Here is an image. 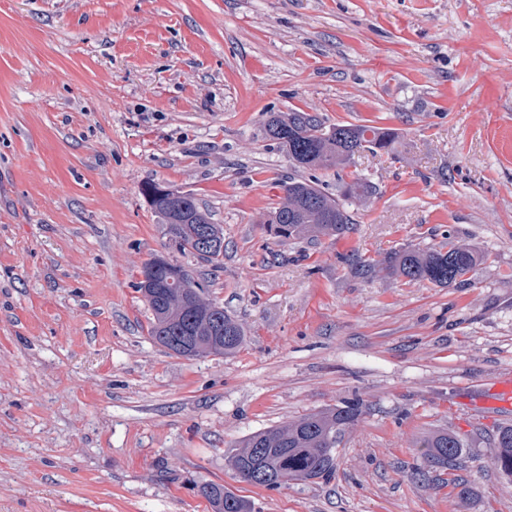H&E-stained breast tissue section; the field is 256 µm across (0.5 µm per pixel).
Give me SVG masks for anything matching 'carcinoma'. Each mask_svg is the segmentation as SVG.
<instances>
[{
    "label": "carcinoma",
    "instance_id": "cac0c4a2",
    "mask_svg": "<svg viewBox=\"0 0 512 512\" xmlns=\"http://www.w3.org/2000/svg\"><path fill=\"white\" fill-rule=\"evenodd\" d=\"M266 138L286 151L297 168L329 170L340 168L360 151L390 153L396 136L390 129L367 125H328L317 114L301 109L272 112L263 125ZM283 197L270 212L266 224L282 242L323 237H340L350 230L352 218L341 200L367 193L363 184L344 183L340 194L332 196L318 182L290 178L282 183ZM163 224L168 246L180 254H200L205 235L217 247L203 253L207 260L220 263L224 257V233L211 222L193 196L182 202L148 183L143 189ZM481 261L477 249L465 242L448 240V247L408 246L392 252L382 263L358 262L357 272L372 276L387 271L412 282L427 281L447 287L472 272ZM183 284L173 288L160 273L150 288L138 285L152 314L150 335L159 345L178 357L224 356L235 353L245 342L242 325L224 312V307L205 298L203 288L184 267ZM362 415L358 401L310 412L297 419L255 432L232 451L228 462L237 466L242 481L267 489L329 476L335 469L336 448L346 431ZM417 447L429 469L446 467L464 447V438L454 431L440 430ZM494 464L512 475V426H501L493 437ZM211 512H253L249 499L216 482L199 487Z\"/></svg>",
    "mask_w": 512,
    "mask_h": 512
}]
</instances>
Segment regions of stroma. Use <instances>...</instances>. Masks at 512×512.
<instances>
[{
    "instance_id": "obj_1",
    "label": "stroma",
    "mask_w": 512,
    "mask_h": 512,
    "mask_svg": "<svg viewBox=\"0 0 512 512\" xmlns=\"http://www.w3.org/2000/svg\"><path fill=\"white\" fill-rule=\"evenodd\" d=\"M299 108L389 128L393 153L297 169L262 126ZM361 179L349 233L281 242L291 177ZM193 195L224 259L168 252L146 183ZM442 288L359 276L448 237ZM168 255L244 328L226 356L150 336L137 289ZM512 373V0H0V512H512L474 404ZM358 399L326 478L268 490L247 435ZM468 448L424 472L416 442ZM200 495L207 501L212 512H252L249 499L224 488V484L205 482L199 487Z\"/></svg>"
}]
</instances>
